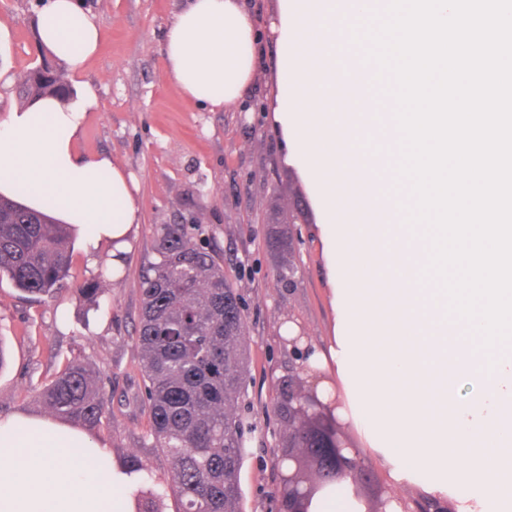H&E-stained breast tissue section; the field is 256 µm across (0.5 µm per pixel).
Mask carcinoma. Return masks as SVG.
<instances>
[{
  "instance_id": "obj_1",
  "label": "carcinoma",
  "mask_w": 512,
  "mask_h": 512,
  "mask_svg": "<svg viewBox=\"0 0 512 512\" xmlns=\"http://www.w3.org/2000/svg\"><path fill=\"white\" fill-rule=\"evenodd\" d=\"M70 95L61 62L45 60L18 83V96L26 103ZM267 219L295 224L298 217L274 203ZM71 238L69 225L0 196V280L31 296L57 294L71 267ZM154 254L139 281L134 342L142 384L123 394L122 402L147 417L144 447L167 459L169 479L154 483L141 459L128 456L119 467L140 480L125 508L165 512L170 496L175 512H240L239 473L247 444L240 406L249 379L241 296L224 275V261L196 243L188 224L158 225ZM121 273L107 268L82 289L92 308L101 296L99 281ZM39 397L52 415L75 427L91 433L102 424L104 394L76 360ZM71 453L95 481L104 480L112 467L110 458L100 461L79 448Z\"/></svg>"
}]
</instances>
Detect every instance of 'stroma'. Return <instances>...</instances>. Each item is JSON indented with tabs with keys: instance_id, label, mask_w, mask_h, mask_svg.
I'll return each mask as SVG.
<instances>
[{
	"instance_id": "35a3bbf8",
	"label": "stroma",
	"mask_w": 512,
	"mask_h": 512,
	"mask_svg": "<svg viewBox=\"0 0 512 512\" xmlns=\"http://www.w3.org/2000/svg\"><path fill=\"white\" fill-rule=\"evenodd\" d=\"M103 25L96 56L68 73L71 87L90 84L97 104L87 112L76 149L86 158L109 156L139 186L140 222L124 255L123 276L103 285L102 307L89 310L79 290L112 263V247L87 249L73 242L65 288L55 298H33L0 282V419L23 413L43 417L38 393L64 365L80 361L102 384L107 414L93 434L112 459L136 454L155 481L169 463L144 447V416L120 402L139 382L132 340L140 308L139 276L154 260L159 224H197L224 257V272L243 296L248 324L247 400L253 425L240 470L242 512H275L279 473L274 461L283 426L273 408L279 380L287 377L288 347L280 329L301 325L311 343L330 335L333 313L323 258L310 239L316 222L307 189L286 165L283 144L268 122L277 49L262 40L256 76L239 103L216 109L196 105L164 78V39L186 0H81ZM39 0H0V117L18 107L14 87L30 67L47 58L38 40ZM300 203L299 223L281 225L292 238L295 283L276 279L283 256L268 243L264 215L271 203Z\"/></svg>"
}]
</instances>
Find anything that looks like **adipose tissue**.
I'll return each instance as SVG.
<instances>
[{"instance_id": "obj_1", "label": "adipose tissue", "mask_w": 512, "mask_h": 512, "mask_svg": "<svg viewBox=\"0 0 512 512\" xmlns=\"http://www.w3.org/2000/svg\"><path fill=\"white\" fill-rule=\"evenodd\" d=\"M390 2L276 0L267 25L278 54L271 119L307 187L331 285L332 334L309 364L335 372L359 453L391 484L422 482L430 498H455L459 512H512V364L488 373L486 357L459 338L466 322L444 324L443 279L421 272L435 228L398 223L374 198L378 173L399 152L395 122L377 95L357 81L341 87L336 74V44L350 40L356 16ZM38 35L77 70L97 54L102 25L79 0H45ZM258 48L247 0H188L166 29L165 78L196 103L233 105L254 78ZM344 94L366 118L337 111ZM96 103L85 84L74 99L40 98L0 118V194L34 184L40 194L22 202L37 210L59 198L55 218L88 246L111 244L117 266L139 222L138 185L110 157L78 154ZM355 183L363 196L349 213L341 198ZM74 447L107 454L58 421L0 419V512H123L135 476L113 468L87 491ZM310 512H361L354 484L327 486Z\"/></svg>"}]
</instances>
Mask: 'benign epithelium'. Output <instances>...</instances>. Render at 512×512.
Segmentation results:
<instances>
[{
	"label": "benign epithelium",
	"instance_id": "obj_1",
	"mask_svg": "<svg viewBox=\"0 0 512 512\" xmlns=\"http://www.w3.org/2000/svg\"><path fill=\"white\" fill-rule=\"evenodd\" d=\"M286 344L297 361L288 370L286 384L280 385L277 392L280 405L288 410V421L316 428L325 418L336 420L335 411L341 401L336 395L326 399L319 396L321 375L308 363L309 337L301 329ZM277 466L283 470L278 490L280 512H309L313 497L325 485L350 476L359 486L368 483L370 477L359 452L338 428L321 438L319 448L283 449L277 456Z\"/></svg>",
	"mask_w": 512,
	"mask_h": 512
}]
</instances>
